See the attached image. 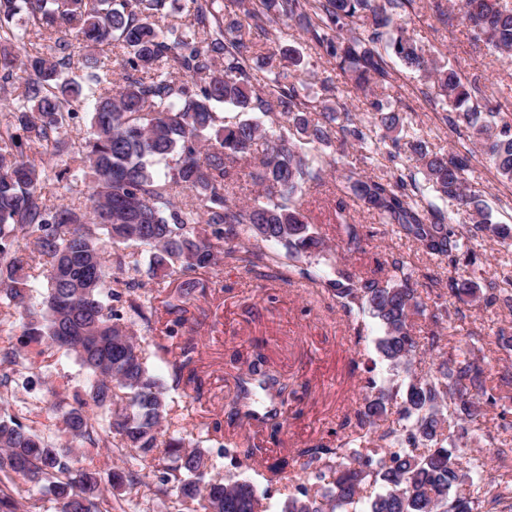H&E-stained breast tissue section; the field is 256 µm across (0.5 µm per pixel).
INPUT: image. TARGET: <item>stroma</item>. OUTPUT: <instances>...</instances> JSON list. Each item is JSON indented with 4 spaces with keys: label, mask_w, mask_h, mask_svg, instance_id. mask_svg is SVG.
Wrapping results in <instances>:
<instances>
[{
    "label": "stroma",
    "mask_w": 512,
    "mask_h": 512,
    "mask_svg": "<svg viewBox=\"0 0 512 512\" xmlns=\"http://www.w3.org/2000/svg\"><path fill=\"white\" fill-rule=\"evenodd\" d=\"M431 0H416L413 9L403 15V26L424 49L447 56L468 81L476 83L490 106L512 102V65L484 44L475 43L467 27L460 23L442 24L433 15ZM268 48H296L307 68L306 79L313 93L327 104H335L331 93L322 91L319 80L329 65L324 56L307 45L295 27L286 23L269 26ZM392 74L388 89L398 98L412 128L433 151L454 149L463 153L470 144L465 136L452 132L446 115L433 111L424 98L426 86L417 74L406 70L395 57H388ZM470 185L480 189L495 221L512 225V183L501 182L481 155L470 160L466 174ZM323 185L310 189L301 203L316 231L323 236L336 258L344 259L357 273L386 276L391 255L403 254L415 271V282L428 309L447 308V327L456 329L460 338L478 335L473 346L477 356L489 362L493 374L512 373V350L494 345L498 331L512 336V308L503 303L464 304L448 291V259L427 255L417 245L397 239L390 225L380 223L356 203L348 208L363 234L361 251L345 255L336 232V210L341 193L333 174H325ZM326 266L312 267V279L293 276L280 281L266 268L247 270L223 263L213 274L202 275L205 293L184 298L172 341L174 345L193 342L199 358L198 371L204 396L196 413L181 418L185 397L173 380V357H149L150 372L168 389L174 411L173 430L197 441L206 442L220 475L232 468L220 454L217 442L209 440L205 424L214 415L224 414L233 395V377L245 368V359L262 352L272 369L288 378L297 392L289 400L288 412L278 437L268 428L246 424L231 427L240 445L268 449L270 458L305 448L317 442H336L342 436V421L353 413L366 395L365 384L386 387L403 380L405 372L394 371L375 348L382 334L378 322L369 314H359L364 330L355 333L353 323L338 310L332 294L313 281L325 275ZM23 352L29 359L49 362L48 373L36 374L32 382L12 377L7 390L12 395L13 413L51 439H59V423L47 402L73 403L83 395L91 378L72 358H52L45 344L29 343ZM486 418L471 423L468 434L459 442L463 463H475L485 456L490 437L502 435L508 445L492 462L494 474L512 469V398L503 397L486 405ZM175 494L154 496L146 487L122 489L112 499V512H177Z\"/></svg>",
    "instance_id": "stroma-1"
}]
</instances>
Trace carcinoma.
Segmentation results:
<instances>
[{
	"instance_id": "obj_1",
	"label": "carcinoma",
	"mask_w": 512,
	"mask_h": 512,
	"mask_svg": "<svg viewBox=\"0 0 512 512\" xmlns=\"http://www.w3.org/2000/svg\"><path fill=\"white\" fill-rule=\"evenodd\" d=\"M414 2L256 0L243 8L248 23L223 29L222 0H192L187 21L174 24L167 22L171 0H0V81L14 83L10 120L0 130V306L26 335L74 356L93 377L75 406H48L69 437L66 448L16 416H0L1 476L37 489L55 512H112V494L143 481L137 472L115 470L103 482L96 468L71 457L87 442L135 452L142 469L158 478L150 491L175 492L184 512H266L270 491L288 486L286 455L269 466L261 491L246 478L220 476L208 449L165 429L167 388L148 369L134 321L114 306L130 283L114 276L112 263L136 267L139 259L130 253V261H114L106 251L109 244L144 249L149 270L181 279L178 299L196 291L201 282L195 274L215 270L222 257L245 268L274 267L284 282L296 274L310 277L299 263L327 259L329 247L296 204L323 174L307 147L336 140L357 145L362 162L375 160L378 148L347 106L340 118L326 104L313 105L307 81L297 74L287 85L274 79L255 90L252 61L270 23H293L329 57L324 91H339L341 78L364 94L370 123L392 143L389 160L402 149L414 155L423 180L456 206L459 228L437 207L410 201L416 177L397 168L372 176L351 164L336 178L340 192L390 225L396 238L437 258L464 249L475 265L474 228L486 238L512 241V226L493 221L481 194L468 187L470 158L405 138L404 113L375 93L389 79L377 48L383 42L406 69L428 78L435 99L453 114L454 129L465 130L500 177L512 182V122L497 108L485 109L478 87L457 68L404 37L399 17ZM20 13L25 21L19 28L13 20ZM359 20L362 33L355 31ZM462 21L474 40L512 55V9L500 0H462ZM44 31L58 36L57 52L29 53V39ZM73 32L87 51L80 74L69 53ZM104 43L121 49L118 82L94 56ZM285 62L298 68L303 58L292 47L262 57L271 69ZM223 104L240 118L226 121ZM81 109L90 117L89 136L68 140L63 132ZM47 155L56 164H47ZM243 162L253 165L259 187L246 203L234 199L228 184ZM62 182L73 196L47 205L42 189ZM341 219L344 251L355 253L361 248L357 226L346 215ZM241 230L250 243L217 250ZM262 242H275L284 253H266ZM389 266L391 274L381 279L336 264L319 280L346 315L367 311L378 321V352L410 373L409 381L365 396L336 445L296 449L318 484L296 487L281 512H346L363 500L366 512H475L488 497L496 503L512 497L511 479L474 477L448 444L451 429L464 432L467 423L485 417L483 404L512 387V377H493L445 335L440 325L448 313L439 309L430 315V335L415 336L412 316L424 303L413 288L414 271L397 255ZM42 280L46 294L34 303L32 291ZM448 290L460 301L476 300V270L454 271ZM163 291L150 289L129 304L150 331L145 310L155 309ZM172 333L167 327L151 337L153 355L174 354ZM177 354L174 379L188 389L189 409L201 403L196 347L186 343ZM420 356L430 358L429 367L413 373ZM295 394L256 352L237 376L228 418L260 419L276 432ZM393 404L400 417L384 428ZM221 449L235 468L262 457V449L240 448L229 437Z\"/></svg>"
}]
</instances>
